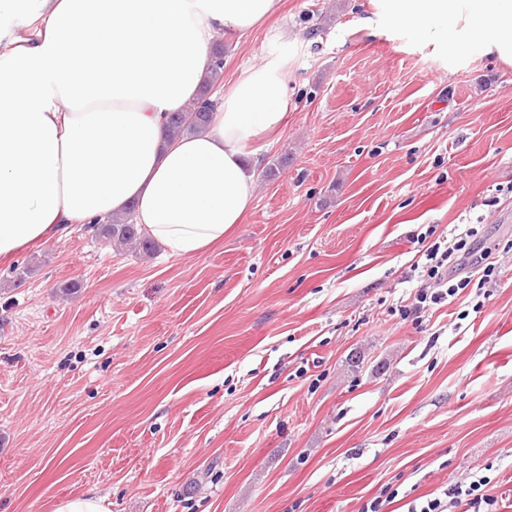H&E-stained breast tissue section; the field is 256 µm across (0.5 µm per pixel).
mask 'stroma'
<instances>
[{"label":"stroma","mask_w":512,"mask_h":512,"mask_svg":"<svg viewBox=\"0 0 512 512\" xmlns=\"http://www.w3.org/2000/svg\"><path fill=\"white\" fill-rule=\"evenodd\" d=\"M367 9L280 0L224 34L223 83L286 55L288 114L222 245L76 224L0 263V512H408L478 478L512 512V67L442 68ZM458 224L489 297L403 317L420 234ZM54 512H111L105 498L88 491L86 494L61 501Z\"/></svg>","instance_id":"stroma-1"}]
</instances>
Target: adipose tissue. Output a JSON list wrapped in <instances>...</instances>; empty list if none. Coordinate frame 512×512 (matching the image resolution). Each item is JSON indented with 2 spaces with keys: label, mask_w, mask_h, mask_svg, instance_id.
I'll return each instance as SVG.
<instances>
[{
  "label": "adipose tissue",
  "mask_w": 512,
  "mask_h": 512,
  "mask_svg": "<svg viewBox=\"0 0 512 512\" xmlns=\"http://www.w3.org/2000/svg\"><path fill=\"white\" fill-rule=\"evenodd\" d=\"M279 0H0V261L99 224L135 223L175 256L223 241L254 199L249 146L286 116L273 56L225 90L201 133L168 113L212 85L224 30L250 33ZM358 25L407 36L438 63L512 65V0H370Z\"/></svg>",
  "instance_id": "obj_1"
}]
</instances>
